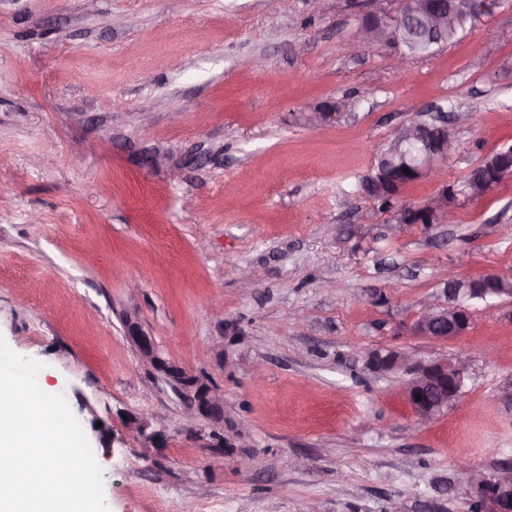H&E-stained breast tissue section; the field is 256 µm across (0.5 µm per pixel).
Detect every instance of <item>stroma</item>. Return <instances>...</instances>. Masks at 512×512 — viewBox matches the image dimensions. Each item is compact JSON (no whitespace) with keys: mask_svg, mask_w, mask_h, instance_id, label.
Returning <instances> with one entry per match:
<instances>
[{"mask_svg":"<svg viewBox=\"0 0 512 512\" xmlns=\"http://www.w3.org/2000/svg\"><path fill=\"white\" fill-rule=\"evenodd\" d=\"M399 11L0 0V337L65 396L109 512H471L457 462L491 481L512 467V299L471 302L448 342L415 332L449 278H512V176L465 192L512 147V0L396 68L394 45L356 49L361 18ZM325 100L342 115L307 126ZM439 109L454 153L380 206L361 180ZM444 184L453 223L400 225ZM128 314L222 394L223 425L187 426L185 391L140 363ZM390 351L469 356L460 398L419 421L405 368L373 365ZM131 416L159 434L152 457Z\"/></svg>","mask_w":512,"mask_h":512,"instance_id":"stroma-1","label":"stroma"}]
</instances>
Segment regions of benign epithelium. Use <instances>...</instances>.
Segmentation results:
<instances>
[{
    "mask_svg": "<svg viewBox=\"0 0 512 512\" xmlns=\"http://www.w3.org/2000/svg\"><path fill=\"white\" fill-rule=\"evenodd\" d=\"M400 16L395 20L367 19L362 30L356 36L358 46L368 52L376 53L385 44L398 40L402 25L411 17H425L433 30H438L455 20V6L444 5L440 0H400ZM495 6V0H468L467 14L464 16L469 26H474ZM341 105L336 101L320 102L304 113V120L314 126L323 127L336 121L340 115ZM423 143V155L414 171L417 179L430 176L446 162L453 149V138L444 124L418 122L414 127L405 129L400 126L393 138L392 145L400 150L401 144L408 139ZM453 192L448 187L433 196L425 205L403 211L401 223L410 222L418 215L429 224H445L454 218V209L450 204ZM470 325V312L464 306H442L434 301L426 302L416 322V332L431 341L444 343L466 332ZM126 337L135 345L142 362L176 382L186 392L190 407L187 419L193 423L203 417L213 423L224 422V402L222 395L205 382L189 383L191 374L183 368L164 359L152 336L143 329L138 319L132 315L126 317ZM377 365L390 369L405 365L410 374L406 382V396L416 415L422 421L436 416L441 410L455 402L461 394L468 360L457 357L452 362L438 360L429 363H415L408 357L387 354L376 357ZM434 393L437 400L431 405L417 401V396ZM463 483L481 490L485 497L494 504L497 512H512V479L504 477L491 482L476 473L467 465L458 466Z\"/></svg>",
    "mask_w": 512,
    "mask_h": 512,
    "instance_id": "1",
    "label": "benign epithelium"
}]
</instances>
